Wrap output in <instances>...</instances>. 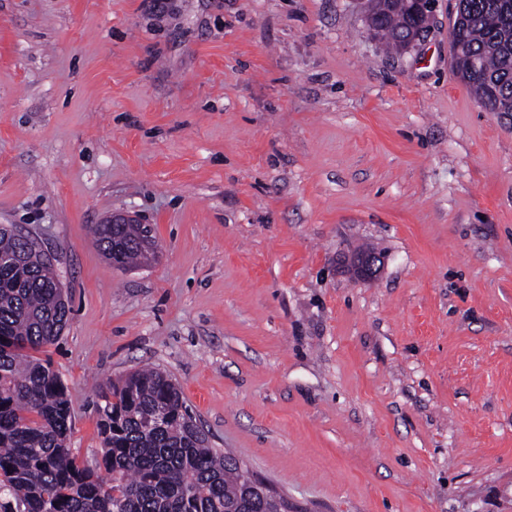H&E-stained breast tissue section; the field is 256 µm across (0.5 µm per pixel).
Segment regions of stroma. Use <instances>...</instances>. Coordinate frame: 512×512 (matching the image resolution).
<instances>
[{
	"mask_svg": "<svg viewBox=\"0 0 512 512\" xmlns=\"http://www.w3.org/2000/svg\"><path fill=\"white\" fill-rule=\"evenodd\" d=\"M434 2L397 54L362 0H0V224L71 299L37 356L86 466L149 365L294 512H512V113ZM115 212L155 261L103 256Z\"/></svg>",
	"mask_w": 512,
	"mask_h": 512,
	"instance_id": "obj_1",
	"label": "stroma"
}]
</instances>
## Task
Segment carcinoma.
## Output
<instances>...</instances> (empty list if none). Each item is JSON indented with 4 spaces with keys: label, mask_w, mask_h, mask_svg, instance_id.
Wrapping results in <instances>:
<instances>
[{
    "label": "carcinoma",
    "mask_w": 512,
    "mask_h": 512,
    "mask_svg": "<svg viewBox=\"0 0 512 512\" xmlns=\"http://www.w3.org/2000/svg\"><path fill=\"white\" fill-rule=\"evenodd\" d=\"M373 36L399 51L412 28V0H369ZM455 67L482 102L496 94L512 112V0H456ZM144 224H98L95 240L117 268L141 263ZM50 255L35 252L12 224H0V494L23 512H281L252 486L230 453L209 445L178 384L138 369L99 386L95 411L103 480L70 448L72 415L60 376L31 355L53 344L70 316Z\"/></svg>",
    "instance_id": "obj_1"
}]
</instances>
